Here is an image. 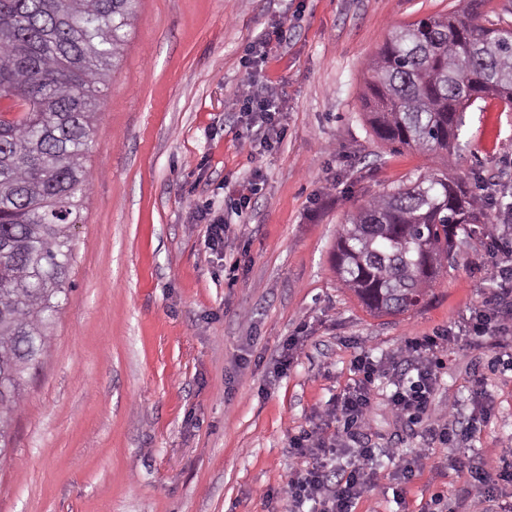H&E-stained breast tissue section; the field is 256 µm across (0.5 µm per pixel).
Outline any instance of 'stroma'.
Segmentation results:
<instances>
[{
    "label": "stroma",
    "mask_w": 512,
    "mask_h": 512,
    "mask_svg": "<svg viewBox=\"0 0 512 512\" xmlns=\"http://www.w3.org/2000/svg\"><path fill=\"white\" fill-rule=\"evenodd\" d=\"M457 0H140L111 74L89 187L72 230L70 300L40 368L27 379L0 458V512H291L275 492L309 461L298 434L329 425L343 443L376 449L377 484L355 512H480L473 466L512 455V334L447 345L435 404L456 402L467 442L424 444L420 425L388 407L407 373L406 338L458 325L494 288L482 236L426 302L374 317L338 280L337 232L368 199L420 173L479 177L512 202V109L480 100L466 114L460 158L378 139L364 107L368 64L395 28L443 15ZM287 31L257 69L246 46ZM280 99L283 140L244 145L237 101L248 76ZM255 179L236 214L239 183ZM228 227L205 244L211 218ZM302 340L287 371L284 341ZM366 353L381 366L369 422L356 436L326 410ZM490 416H483V408ZM428 458L402 483L388 453ZM402 496H394V489Z\"/></svg>",
    "instance_id": "obj_1"
}]
</instances>
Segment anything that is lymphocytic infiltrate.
<instances>
[{"label": "lymphocytic infiltrate", "instance_id": "lymphocytic-infiltrate-1", "mask_svg": "<svg viewBox=\"0 0 512 512\" xmlns=\"http://www.w3.org/2000/svg\"><path fill=\"white\" fill-rule=\"evenodd\" d=\"M275 100V95L266 87L258 85L255 80H247L240 103L242 112L250 118L244 135L249 147L269 149L281 137ZM486 238L494 269L495 288L491 297L471 311L457 331L446 330L408 338L400 351L402 360L415 363L417 378L396 383L389 404L400 419L424 421L422 434L433 442L466 441L472 435V427L458 420L455 405L436 412L432 395L437 375L429 359L430 354L450 341H468L512 331V326L505 323L503 316L504 306L512 305V237L491 231ZM355 369L357 379L337 394L328 410L331 420L350 428H359L367 423L372 411L371 386L379 372L375 361L365 354L357 357ZM290 446L294 454L311 459L310 466L291 473L279 490L280 496L291 501L293 512H352L356 501L374 485V449H357L350 465L337 466L340 443L335 435L322 427L293 438Z\"/></svg>", "mask_w": 512, "mask_h": 512}]
</instances>
